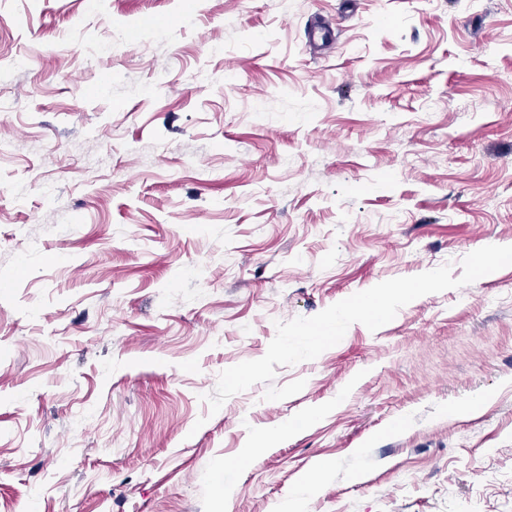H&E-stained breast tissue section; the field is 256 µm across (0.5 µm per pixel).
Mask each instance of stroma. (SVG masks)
<instances>
[{
  "instance_id": "1",
  "label": "stroma",
  "mask_w": 512,
  "mask_h": 512,
  "mask_svg": "<svg viewBox=\"0 0 512 512\" xmlns=\"http://www.w3.org/2000/svg\"><path fill=\"white\" fill-rule=\"evenodd\" d=\"M97 2L0 0V512H512V266L203 400L512 245V0Z\"/></svg>"
}]
</instances>
